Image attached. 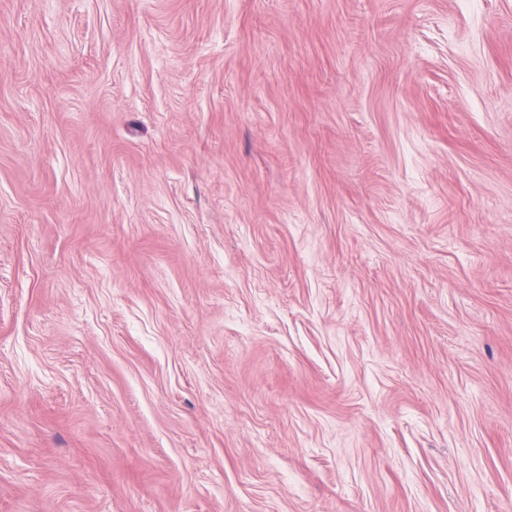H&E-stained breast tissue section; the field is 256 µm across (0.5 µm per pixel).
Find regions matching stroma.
<instances>
[{
	"mask_svg": "<svg viewBox=\"0 0 512 512\" xmlns=\"http://www.w3.org/2000/svg\"><path fill=\"white\" fill-rule=\"evenodd\" d=\"M0 512H512V0H0Z\"/></svg>",
	"mask_w": 512,
	"mask_h": 512,
	"instance_id": "obj_1",
	"label": "stroma"
}]
</instances>
